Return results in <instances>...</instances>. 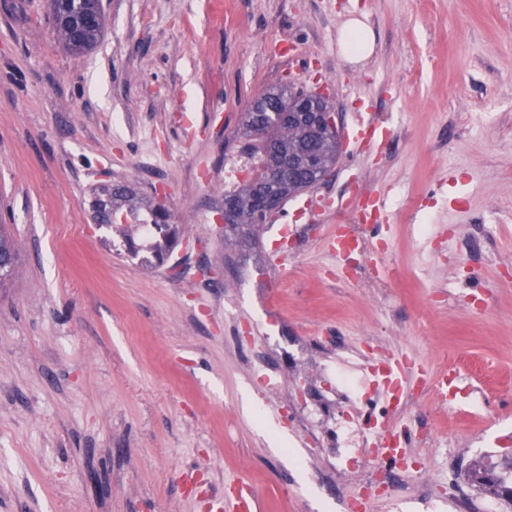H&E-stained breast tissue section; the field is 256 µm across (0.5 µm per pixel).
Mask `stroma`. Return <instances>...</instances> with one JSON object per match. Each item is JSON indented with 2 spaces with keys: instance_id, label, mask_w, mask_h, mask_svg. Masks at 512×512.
<instances>
[{
  "instance_id": "obj_1",
  "label": "stroma",
  "mask_w": 512,
  "mask_h": 512,
  "mask_svg": "<svg viewBox=\"0 0 512 512\" xmlns=\"http://www.w3.org/2000/svg\"><path fill=\"white\" fill-rule=\"evenodd\" d=\"M103 8L102 40L72 55L47 0H0V224L20 249L0 290V512H212L190 463L208 484L250 480L261 512H349L363 475L318 477L332 449L303 436L295 396L351 352L405 360L407 388L452 379L400 411L353 370L360 423L431 428L440 480L426 498L407 474L406 497L365 512H445L458 445L486 473L511 463L512 0ZM357 9L375 46L353 63L338 31ZM281 82L327 91L345 130L372 111L385 139L345 141L331 177L253 236L218 235L224 153ZM114 182L169 210L171 262L95 224ZM377 194L384 236L340 277L329 240Z\"/></svg>"
}]
</instances>
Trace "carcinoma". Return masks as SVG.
Instances as JSON below:
<instances>
[{
	"label": "carcinoma",
	"instance_id": "carcinoma-1",
	"mask_svg": "<svg viewBox=\"0 0 512 512\" xmlns=\"http://www.w3.org/2000/svg\"><path fill=\"white\" fill-rule=\"evenodd\" d=\"M54 30L63 47L74 54L93 49L99 42L105 25L102 5L98 0H50ZM300 107L327 111V102L311 97L299 99L292 86H272L266 89L242 114L241 135L254 142L262 152L263 166L276 178V203L313 187L312 180L326 168L333 167L342 155L343 143L336 133L325 130L317 135L312 125L301 117L288 118V109ZM303 168L302 178L288 176V157ZM264 188L244 182L237 191L224 196L233 211L232 232L245 235L263 224L270 216L261 206ZM95 220L108 227L137 229L120 217L140 213L151 221L148 228L159 235L154 256L163 261L170 256L177 242V231L169 224L168 210L140 196L127 184L104 185L92 205ZM18 252L7 225L0 224V288L13 280Z\"/></svg>",
	"mask_w": 512,
	"mask_h": 512
}]
</instances>
